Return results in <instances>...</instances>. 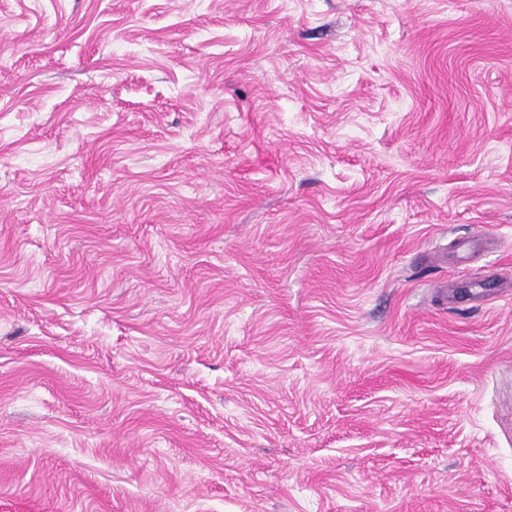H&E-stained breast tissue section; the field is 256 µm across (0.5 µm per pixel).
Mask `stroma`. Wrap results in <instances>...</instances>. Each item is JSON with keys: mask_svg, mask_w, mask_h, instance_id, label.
<instances>
[{"mask_svg": "<svg viewBox=\"0 0 512 512\" xmlns=\"http://www.w3.org/2000/svg\"><path fill=\"white\" fill-rule=\"evenodd\" d=\"M0 512H512V0H0Z\"/></svg>", "mask_w": 512, "mask_h": 512, "instance_id": "stroma-1", "label": "stroma"}]
</instances>
